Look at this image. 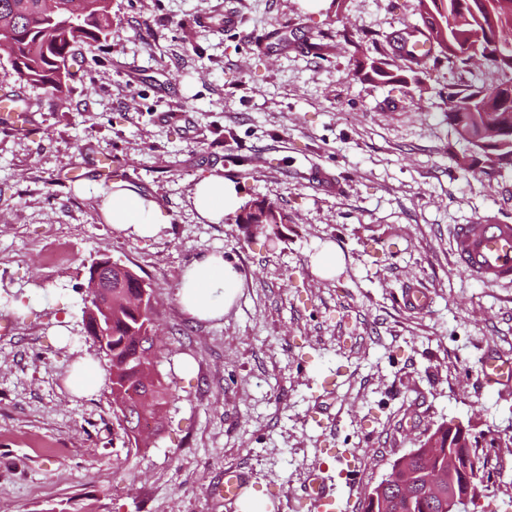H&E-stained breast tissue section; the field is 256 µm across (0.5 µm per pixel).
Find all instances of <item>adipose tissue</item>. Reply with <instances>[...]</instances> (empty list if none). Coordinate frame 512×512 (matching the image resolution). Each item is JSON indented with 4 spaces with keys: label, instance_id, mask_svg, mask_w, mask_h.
Wrapping results in <instances>:
<instances>
[{
    "label": "adipose tissue",
    "instance_id": "adipose-tissue-1",
    "mask_svg": "<svg viewBox=\"0 0 512 512\" xmlns=\"http://www.w3.org/2000/svg\"><path fill=\"white\" fill-rule=\"evenodd\" d=\"M192 204L201 219L210 224H220L239 211L241 200L232 182L212 174L195 184ZM100 213L113 228L141 237L154 235L160 224L155 200L119 184L103 198ZM243 288L242 277L230 263L225 262L223 255L211 254L191 262L184 269L178 298L192 318L219 320Z\"/></svg>",
    "mask_w": 512,
    "mask_h": 512
}]
</instances>
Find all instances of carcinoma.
<instances>
[{
    "instance_id": "carcinoma-1",
    "label": "carcinoma",
    "mask_w": 512,
    "mask_h": 512,
    "mask_svg": "<svg viewBox=\"0 0 512 512\" xmlns=\"http://www.w3.org/2000/svg\"><path fill=\"white\" fill-rule=\"evenodd\" d=\"M54 14L47 16L41 0H0V50L8 55L16 77L44 90L51 100L71 92L70 60L77 48L91 52L106 42L111 24L112 0H56ZM422 25L429 33V49L419 57L407 49L398 54L375 50L369 55L362 42L376 41L363 37L354 28L346 36L356 55L355 76L371 83H383L400 71L399 82L419 87L420 75L427 62L448 61L456 69L457 82L448 88L450 106L446 114L455 133H478L480 127L493 123L500 137L493 144L472 141L470 145L486 154L494 153L499 163L512 166V0H418ZM475 49L484 62L487 80H479L470 71ZM257 225L264 232L270 224H286L288 216L278 203L261 199L240 208L237 223ZM137 288H117L112 292V336L101 348L107 361L114 414L128 404L140 408L147 417L159 413L172 397L170 384L157 375L151 386L144 384L142 365H153L163 357L159 350L146 356L149 336L156 332L155 311L131 303L139 299ZM439 447L424 449L421 441L415 454L392 467L388 489L377 512H447L448 500L425 490L416 473L422 468L442 467L448 451L465 447L459 427L443 424Z\"/></svg>"
}]
</instances>
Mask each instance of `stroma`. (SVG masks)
<instances>
[{
	"instance_id": "35a3bbf8",
	"label": "stroma",
	"mask_w": 512,
	"mask_h": 512,
	"mask_svg": "<svg viewBox=\"0 0 512 512\" xmlns=\"http://www.w3.org/2000/svg\"><path fill=\"white\" fill-rule=\"evenodd\" d=\"M343 10L383 37L421 23L417 0ZM229 15L238 26H216ZM82 68L53 102L0 51V86L32 104L29 133L0 128V512H240L214 493L228 471L269 512H309L316 476L336 512H364L444 423L497 442L479 507L512 512V382H478L487 360L512 361V287L451 251L454 225L512 224V170L460 167L482 156L445 120L447 62L408 95L361 81L332 0H112L108 46ZM210 174L287 223L264 239L205 222L191 195ZM117 182L156 201L155 236L102 220ZM327 243L343 257L332 278L312 267ZM215 252L245 288L198 321L178 285ZM105 255L150 283L169 349L157 368L174 396L146 448L124 447L109 386H66L98 357L82 311ZM412 288L427 307L407 304Z\"/></svg>"
}]
</instances>
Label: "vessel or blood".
<instances>
[{
  "label": "vessel or blood",
  "instance_id": "obj_1",
  "mask_svg": "<svg viewBox=\"0 0 512 512\" xmlns=\"http://www.w3.org/2000/svg\"><path fill=\"white\" fill-rule=\"evenodd\" d=\"M452 249L457 263L471 275L488 283L512 284V224L489 221L457 225ZM482 380L487 385L511 381L512 363L497 358L488 360ZM307 502L310 512H334L336 508L318 477L309 485Z\"/></svg>",
  "mask_w": 512,
  "mask_h": 512
}]
</instances>
